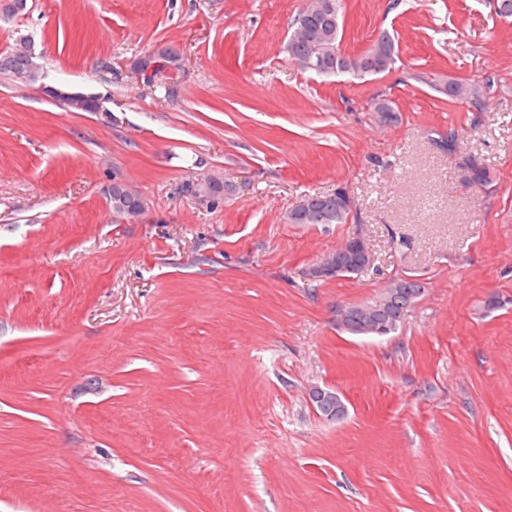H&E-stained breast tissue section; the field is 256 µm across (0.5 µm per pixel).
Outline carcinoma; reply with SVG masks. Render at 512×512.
Masks as SVG:
<instances>
[{"label": "carcinoma", "instance_id": "obj_1", "mask_svg": "<svg viewBox=\"0 0 512 512\" xmlns=\"http://www.w3.org/2000/svg\"><path fill=\"white\" fill-rule=\"evenodd\" d=\"M26 10L27 0H0V13L3 15L15 17ZM342 12L343 6L336 4V0H306L291 23L284 45L288 58L301 66L307 56H315L319 58L326 76L337 70H343L354 78L365 77L376 69L384 73L390 71L397 57L395 36L383 31L364 52L347 54L340 48ZM25 46L26 43L22 42L11 52L0 55V72L34 83L40 76L41 65L38 56L30 54ZM490 86L489 80L479 83L450 77L434 81L431 88L447 96L450 102H470L480 112L484 108L485 89ZM462 168L465 182L474 189L488 191L495 186L492 171L478 158L466 156ZM196 189L207 196L213 206L231 194L222 177L202 178ZM108 197L116 214L136 215L142 210L140 194L116 177L112 178ZM350 215L351 211L345 206L336 205L334 196H308L302 199L301 205L287 213L284 220L288 224H345ZM422 292L423 288L416 280L397 288L396 297L386 304L383 314L392 329L401 326Z\"/></svg>", "mask_w": 512, "mask_h": 512}]
</instances>
